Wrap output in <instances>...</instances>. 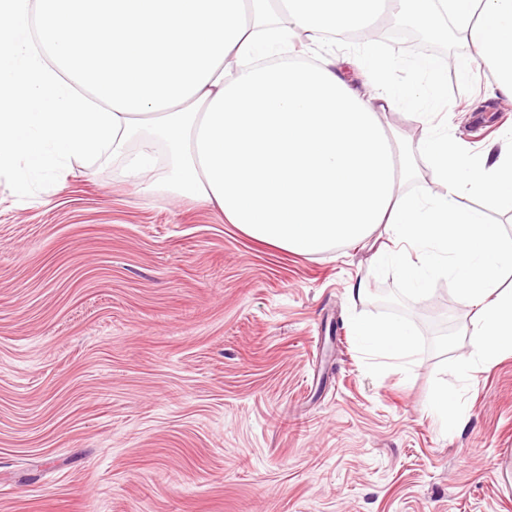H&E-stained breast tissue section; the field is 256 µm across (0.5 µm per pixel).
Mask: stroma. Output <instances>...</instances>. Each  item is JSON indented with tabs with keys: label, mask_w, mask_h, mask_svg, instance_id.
Returning <instances> with one entry per match:
<instances>
[{
	"label": "stroma",
	"mask_w": 512,
	"mask_h": 512,
	"mask_svg": "<svg viewBox=\"0 0 512 512\" xmlns=\"http://www.w3.org/2000/svg\"><path fill=\"white\" fill-rule=\"evenodd\" d=\"M462 87L476 153L512 100L486 67ZM120 168L71 160L27 205L0 179V512H512V356L455 374L451 279L416 299L371 241L285 252ZM382 317L415 332L405 367L355 337ZM430 414L442 428L451 429L464 421L466 409L460 398L448 390V386H441L432 395Z\"/></svg>",
	"instance_id": "stroma-1"
}]
</instances>
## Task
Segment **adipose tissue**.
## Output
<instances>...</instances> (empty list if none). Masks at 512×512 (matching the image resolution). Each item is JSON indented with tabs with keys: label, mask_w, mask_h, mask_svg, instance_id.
Masks as SVG:
<instances>
[{
	"label": "adipose tissue",
	"mask_w": 512,
	"mask_h": 512,
	"mask_svg": "<svg viewBox=\"0 0 512 512\" xmlns=\"http://www.w3.org/2000/svg\"><path fill=\"white\" fill-rule=\"evenodd\" d=\"M410 8L455 32L469 69L512 98V0H0V175L17 196L73 158H122V175L218 207L247 237L299 255L364 241L417 298L451 278L470 310L468 376L512 354V239L467 196L512 211V132L478 154L436 117L448 80L370 34ZM421 123L410 149L382 113ZM135 150H128L129 142ZM444 187L403 191L420 166ZM361 346L409 357L397 318L362 321Z\"/></svg>",
	"instance_id": "ef3b65f1"
}]
</instances>
